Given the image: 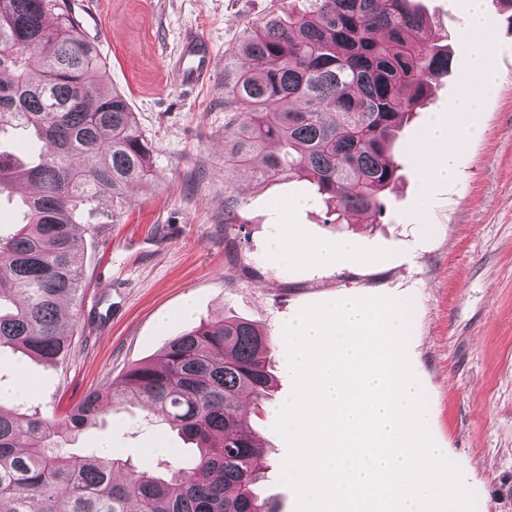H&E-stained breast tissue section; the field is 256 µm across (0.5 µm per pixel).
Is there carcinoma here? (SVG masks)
Listing matches in <instances>:
<instances>
[{"instance_id": "1", "label": "carcinoma", "mask_w": 512, "mask_h": 512, "mask_svg": "<svg viewBox=\"0 0 512 512\" xmlns=\"http://www.w3.org/2000/svg\"><path fill=\"white\" fill-rule=\"evenodd\" d=\"M235 53L246 69L224 82V168L258 181H307L327 223L380 214L400 178L391 143L448 71L414 0H288ZM106 62L60 0H0V132L41 142L38 161L0 149V185L34 188L23 224L0 237V352L52 366L69 357L85 293L76 228L96 234L132 207L151 176L146 136ZM268 334L242 318L201 323L64 415L0 404V512H274L256 485L268 469L240 398L266 399ZM136 399L193 451L154 474L129 460L66 451L100 418Z\"/></svg>"}]
</instances>
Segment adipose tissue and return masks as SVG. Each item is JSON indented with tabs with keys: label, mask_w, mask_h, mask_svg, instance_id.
Returning <instances> with one entry per match:
<instances>
[{
	"label": "adipose tissue",
	"mask_w": 512,
	"mask_h": 512,
	"mask_svg": "<svg viewBox=\"0 0 512 512\" xmlns=\"http://www.w3.org/2000/svg\"><path fill=\"white\" fill-rule=\"evenodd\" d=\"M467 2L460 42L470 57L477 80L460 97L454 115L443 112L434 115L415 146L423 161V183L427 186L436 182H449L455 177V171L448 163V155L455 147L460 146L463 137L453 134L452 116L466 117L477 112L483 93L495 86L499 80L488 62L489 36L482 18L480 0ZM275 260L282 264L304 262L329 271L348 264H366L369 255L357 241L351 239L311 242L296 233L289 237L287 247L276 253Z\"/></svg>",
	"instance_id": "1"
}]
</instances>
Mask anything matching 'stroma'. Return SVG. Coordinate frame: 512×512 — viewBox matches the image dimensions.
I'll list each match as a JSON object with an SVG mask.
<instances>
[{
  "label": "stroma",
  "instance_id": "1",
  "mask_svg": "<svg viewBox=\"0 0 512 512\" xmlns=\"http://www.w3.org/2000/svg\"><path fill=\"white\" fill-rule=\"evenodd\" d=\"M417 2L452 62L397 134L400 178L385 195L383 214L329 224L324 204L313 203L285 225L276 203L309 196L307 182L259 184L224 165V69L244 65L235 46L281 10L280 0H69L107 63L109 85L125 94L152 146L153 176L131 189L133 207L119 223L79 237L86 291L66 362L50 367L1 352L0 385L20 381L24 389L0 404L21 401L57 417L135 364L159 361L189 323L247 318L273 342L270 395L257 406L241 400L268 457L257 492L276 512H295V493L280 481L287 446L270 414L292 391L282 329L302 307L338 293L389 296L408 305L428 426L473 485L475 512H512V27L498 0H484L489 64L499 82L472 121L478 135L449 159L455 179L425 188L412 147L432 113L452 111L470 63L458 42L466 0ZM194 33L214 49L213 72L185 87L177 51ZM228 186L233 225L224 222ZM292 226L311 241L358 239L375 261L330 272L276 263ZM188 298L195 306L189 320L181 314ZM145 416L128 401L71 448L79 453L105 440L114 456L140 468L187 454L161 417ZM158 442L166 453L154 452Z\"/></svg>",
  "mask_w": 512,
  "mask_h": 512
}]
</instances>
